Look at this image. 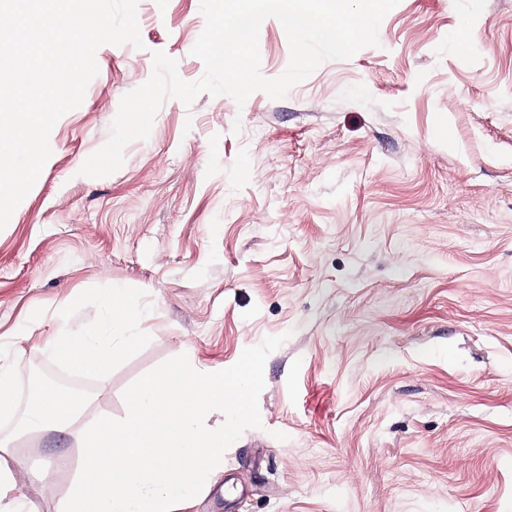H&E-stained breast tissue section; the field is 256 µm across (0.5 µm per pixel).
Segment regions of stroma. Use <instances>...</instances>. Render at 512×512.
Wrapping results in <instances>:
<instances>
[{
	"label": "stroma",
	"mask_w": 512,
	"mask_h": 512,
	"mask_svg": "<svg viewBox=\"0 0 512 512\" xmlns=\"http://www.w3.org/2000/svg\"><path fill=\"white\" fill-rule=\"evenodd\" d=\"M143 48L106 44L82 104L0 230V440L32 512H61L79 428L22 424L23 374L75 377L43 346L107 319L106 288L149 309L82 416L179 354L219 371L265 337L262 426L174 512H512V0H399L379 43L323 62L281 100L169 98L103 178L80 175L153 55L199 79L200 0H138ZM261 72L286 69L281 23ZM240 132H233V124Z\"/></svg>",
	"instance_id": "stroma-1"
}]
</instances>
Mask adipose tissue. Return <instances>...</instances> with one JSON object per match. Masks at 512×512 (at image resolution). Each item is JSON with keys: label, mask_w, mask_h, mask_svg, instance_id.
Returning <instances> with one entry per match:
<instances>
[{"label": "adipose tissue", "mask_w": 512, "mask_h": 512, "mask_svg": "<svg viewBox=\"0 0 512 512\" xmlns=\"http://www.w3.org/2000/svg\"><path fill=\"white\" fill-rule=\"evenodd\" d=\"M104 302L111 311L112 340L64 333L54 337L49 347L53 358L73 364L89 378L105 377L112 365L113 351L131 347L138 341L137 336L128 332L129 322L141 314L134 296L123 289L112 288L105 291ZM82 410V399L64 402L48 395L35 404L31 416L34 423L43 429L64 432L77 421Z\"/></svg>", "instance_id": "obj_1"}]
</instances>
